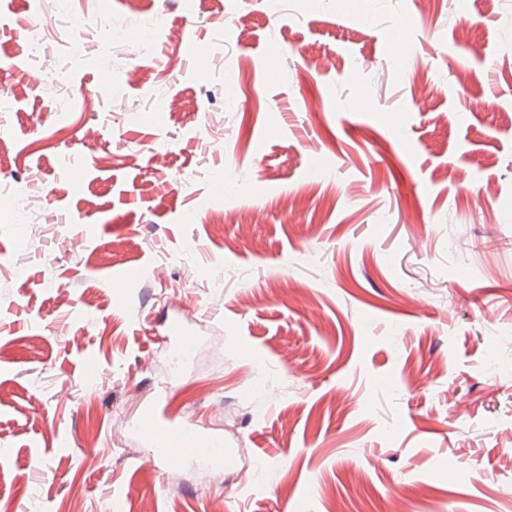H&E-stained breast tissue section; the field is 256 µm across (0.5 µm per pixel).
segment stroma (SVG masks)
I'll return each instance as SVG.
<instances>
[{"instance_id": "35a3bbf8", "label": "stroma", "mask_w": 512, "mask_h": 512, "mask_svg": "<svg viewBox=\"0 0 512 512\" xmlns=\"http://www.w3.org/2000/svg\"><path fill=\"white\" fill-rule=\"evenodd\" d=\"M120 8L0 0V512H512V0ZM139 431L153 452L172 468L190 460L223 466L228 456L224 436L202 428L196 421L176 422L156 407L145 408Z\"/></svg>"}]
</instances>
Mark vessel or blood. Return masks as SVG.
<instances>
[{
	"instance_id": "vessel-or-blood-1",
	"label": "vessel or blood",
	"mask_w": 512,
	"mask_h": 512,
	"mask_svg": "<svg viewBox=\"0 0 512 512\" xmlns=\"http://www.w3.org/2000/svg\"><path fill=\"white\" fill-rule=\"evenodd\" d=\"M140 431L150 449L173 468L190 460L218 467L228 456L222 434L204 429L194 421H175L153 406L145 408Z\"/></svg>"
}]
</instances>
